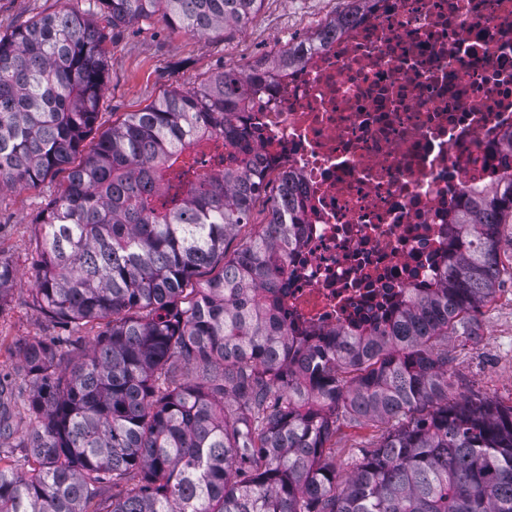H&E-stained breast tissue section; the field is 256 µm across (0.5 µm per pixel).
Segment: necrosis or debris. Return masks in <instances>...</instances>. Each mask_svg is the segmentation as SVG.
Returning a JSON list of instances; mask_svg holds the SVG:
<instances>
[{"label": "necrosis or debris", "mask_w": 512, "mask_h": 512, "mask_svg": "<svg viewBox=\"0 0 512 512\" xmlns=\"http://www.w3.org/2000/svg\"><path fill=\"white\" fill-rule=\"evenodd\" d=\"M238 117L266 171L298 177L305 234L284 317L316 343L436 287L451 209L498 184L512 134V0H367Z\"/></svg>", "instance_id": "1"}]
</instances>
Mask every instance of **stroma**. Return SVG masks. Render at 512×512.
<instances>
[{
    "label": "stroma",
    "instance_id": "stroma-1",
    "mask_svg": "<svg viewBox=\"0 0 512 512\" xmlns=\"http://www.w3.org/2000/svg\"><path fill=\"white\" fill-rule=\"evenodd\" d=\"M74 11L97 28H106L103 12L89 0H0V35L29 20L60 11ZM334 0H265L245 27L199 38L152 17L115 30L101 49L106 78L99 104L100 130L138 112L166 91L194 89L205 74L220 68L242 69L247 60L268 52L271 43L306 35V18L335 12ZM66 172L48 177L37 187L0 191V254L19 272L20 282L0 306V369L18 370L10 353L18 341L68 335V328L50 321L33 306L35 265L41 242L36 227L40 212L65 183ZM478 340H448L451 396L477 391L506 406L512 405V274L503 273L494 298L477 315ZM378 438L371 428L344 426L333 448L336 473L346 477L360 450Z\"/></svg>",
    "mask_w": 512,
    "mask_h": 512
}]
</instances>
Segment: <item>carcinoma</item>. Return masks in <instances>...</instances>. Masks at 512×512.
Wrapping results in <instances>:
<instances>
[{
    "label": "carcinoma",
    "instance_id": "1",
    "mask_svg": "<svg viewBox=\"0 0 512 512\" xmlns=\"http://www.w3.org/2000/svg\"><path fill=\"white\" fill-rule=\"evenodd\" d=\"M263 2L94 0L114 29L158 15L193 36L244 26ZM103 38L69 11L0 35V190L68 171L31 298L72 326L20 344L27 393L0 372V443L27 422L21 455L0 456V512H512V406L448 396V337L475 335L503 272L512 173L450 215L462 243L438 287L310 347L280 311L282 258L304 233L292 175L226 255L269 185L235 113L252 81L301 56L211 72L87 149ZM212 135L239 153L216 173L188 154ZM17 283L0 254V304ZM344 423L383 433L341 480ZM274 184H271L267 190V196H262V198L258 201L256 204L255 209L253 210L252 215V223L251 225H248L240 231L238 237L236 240L232 242V244L229 247L228 255H231L233 250L237 248V246L242 243L251 233L258 231L261 226L260 224L264 221L265 215H266V204H267V197L272 195V188Z\"/></svg>",
    "mask_w": 512,
    "mask_h": 512
}]
</instances>
